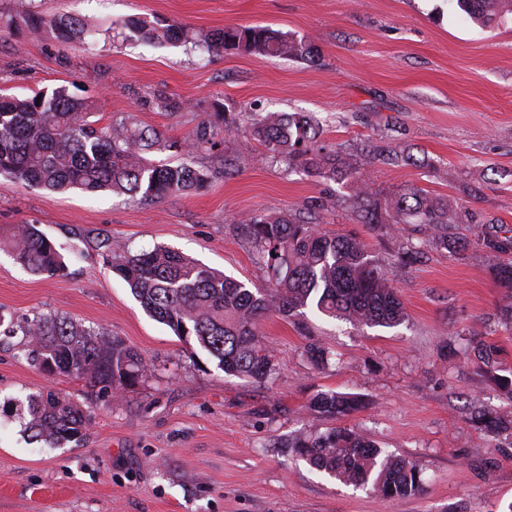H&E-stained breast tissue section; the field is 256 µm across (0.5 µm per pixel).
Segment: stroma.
I'll use <instances>...</instances> for the list:
<instances>
[{"instance_id":"1","label":"stroma","mask_w":512,"mask_h":512,"mask_svg":"<svg viewBox=\"0 0 512 512\" xmlns=\"http://www.w3.org/2000/svg\"><path fill=\"white\" fill-rule=\"evenodd\" d=\"M69 16L93 31L85 44L34 38L31 15ZM189 29L190 41L129 44L115 36L130 16ZM261 25L308 41L312 62L196 42L232 26ZM67 88L97 126L131 122L179 141L215 116L218 147L194 157L203 188L155 203L124 194L51 193L0 176V227L40 226L64 248L58 275L34 276L0 250V314H62L135 348L153 372L106 400L82 381L48 377L24 358L23 336L0 333V512H504L512 502V434L469 422L491 408L512 418V397L480 371L471 339L497 345L512 371V325L483 238L512 230V22L481 27L452 0H0V92ZM236 123H224V113ZM309 112L321 140L360 164L377 148L417 166L377 163L374 186L408 184L469 213L468 242L431 245L421 263L395 255L412 233L382 236L353 223L345 185L247 144V115ZM243 155L237 173L224 159ZM318 217L323 230L355 233L390 270L406 312L392 328L362 327L312 311L266 313L258 331L278 370L265 385L229 377L196 345L152 319L105 260V240L131 251L168 246L250 286L267 287L242 220L252 214ZM326 349L316 367L305 349ZM51 388L76 399L91 423L57 448L23 432L25 397ZM366 395L338 423L358 428L424 478L410 497L384 501L313 469L290 447L336 421L311 414L318 391Z\"/></svg>"}]
</instances>
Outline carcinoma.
Returning a JSON list of instances; mask_svg holds the SVG:
<instances>
[{"instance_id": "obj_1", "label": "carcinoma", "mask_w": 512, "mask_h": 512, "mask_svg": "<svg viewBox=\"0 0 512 512\" xmlns=\"http://www.w3.org/2000/svg\"><path fill=\"white\" fill-rule=\"evenodd\" d=\"M463 15L484 26L512 16V0H456ZM123 39L149 44H176L191 39L182 26H159L131 16L120 23ZM30 34L47 35L67 44L86 42L89 29L71 17L33 18ZM209 54L237 51L270 57L314 60L315 48L263 26L228 27L203 40ZM319 123L303 112H271L255 121L246 144L256 141L273 155H282L304 169L348 185L354 201L353 221L372 230L389 231L397 224H416L430 231L434 242L456 250L465 243L456 236L462 215L445 199L408 184L385 196L365 177V167L378 161L400 165L416 162L410 155L388 153L366 157L364 165L345 168L336 154L318 141ZM159 146L174 149L186 160L148 164L143 153ZM214 123L203 117L191 135L168 142L153 130L124 122L96 128L87 120L86 103L59 87L31 97L0 95V175L20 184L49 191L78 188L88 193L110 190L132 198L158 201L206 185L209 171L194 167L189 158L214 151ZM247 233L266 266L272 293L251 289L167 248L133 253L120 241L105 245L106 256L117 258L111 267L132 295L176 336L194 343L224 374L266 383L276 370L272 351L261 340L258 322L270 308L292 316L304 309L369 327H395L406 316L390 285L388 268L371 258L355 234H329L319 219L297 214H253L244 220ZM33 274L54 275L65 268L62 247L36 224H18L0 237V246ZM427 241L406 244L399 252L402 265L424 257ZM494 278L505 290L499 313L512 321V263L492 266ZM26 337L24 356L41 372L83 381L112 396L144 383L152 366L134 348L103 332L86 328L71 318L33 311L16 319ZM477 365L498 387L512 394V376L500 375L499 350L492 344H470ZM368 404L357 393L317 392L310 410L333 419L358 412ZM90 416L72 399L52 389L26 397L25 430L33 440L52 447L81 438ZM472 423L486 430H512V419L484 409ZM297 453L313 468L345 484L369 489L385 500L417 494L423 475L409 460L378 448L354 428L335 427L294 442Z\"/></svg>"}]
</instances>
